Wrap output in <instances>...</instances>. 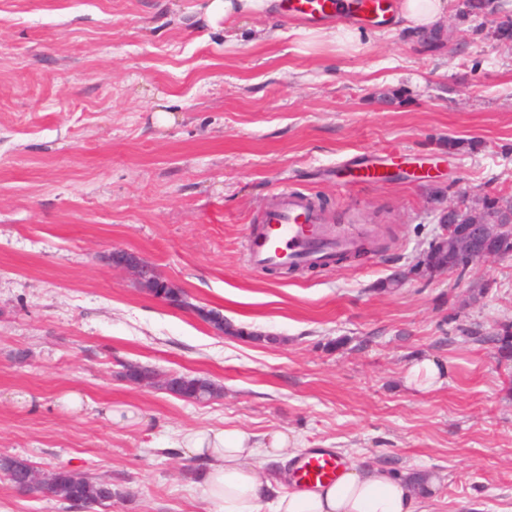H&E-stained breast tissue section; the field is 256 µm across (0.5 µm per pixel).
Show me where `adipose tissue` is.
Here are the masks:
<instances>
[{
    "instance_id": "1",
    "label": "adipose tissue",
    "mask_w": 512,
    "mask_h": 512,
    "mask_svg": "<svg viewBox=\"0 0 512 512\" xmlns=\"http://www.w3.org/2000/svg\"><path fill=\"white\" fill-rule=\"evenodd\" d=\"M446 0H398L394 21L417 34L441 33ZM277 0H208L207 22L233 24L243 17L274 14ZM203 466L202 489L210 512H426L436 485L425 476L414 485L411 473L397 474L377 465H351L336 481L316 488L283 490L266 463L298 455V442L283 432L254 440L237 428H203L180 433L174 443Z\"/></svg>"
}]
</instances>
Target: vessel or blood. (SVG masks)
Returning a JSON list of instances; mask_svg holds the SVG:
<instances>
[{
  "instance_id": "vessel-or-blood-1",
  "label": "vessel or blood",
  "mask_w": 512,
  "mask_h": 512,
  "mask_svg": "<svg viewBox=\"0 0 512 512\" xmlns=\"http://www.w3.org/2000/svg\"><path fill=\"white\" fill-rule=\"evenodd\" d=\"M286 10L301 20L335 17L353 23L375 21L386 13L383 0H286ZM359 244L356 236L336 239L309 197L284 187L277 204L265 211L261 229L249 239L247 253L250 264L262 269L318 266ZM340 466L333 453L312 452L296 463L293 476L302 486L330 484L336 481Z\"/></svg>"
}]
</instances>
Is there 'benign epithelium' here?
<instances>
[{
    "label": "benign epithelium",
    "mask_w": 512,
    "mask_h": 512,
    "mask_svg": "<svg viewBox=\"0 0 512 512\" xmlns=\"http://www.w3.org/2000/svg\"><path fill=\"white\" fill-rule=\"evenodd\" d=\"M447 214L451 219H443V232L433 247L448 252L451 261L423 266L430 274L449 270L462 272L479 261L499 258L501 254L494 249V244L512 238V207L486 216L481 208L462 199L449 205ZM105 261L126 269L140 286L155 279L152 266L134 252L115 249L105 256Z\"/></svg>",
    "instance_id": "7a95c632"
}]
</instances>
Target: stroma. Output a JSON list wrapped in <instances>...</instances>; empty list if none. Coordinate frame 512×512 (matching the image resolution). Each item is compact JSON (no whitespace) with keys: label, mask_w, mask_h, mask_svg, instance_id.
<instances>
[{"label":"stroma","mask_w":512,"mask_h":512,"mask_svg":"<svg viewBox=\"0 0 512 512\" xmlns=\"http://www.w3.org/2000/svg\"><path fill=\"white\" fill-rule=\"evenodd\" d=\"M205 3L0 0V455L111 481L95 512H206L175 432L281 431L435 474L432 512H512V358L489 340L512 324V257L418 270L449 203L512 199V43L497 36L512 0L482 21L448 0L439 50L384 21L307 47L284 14L230 39ZM360 163L400 174L359 184ZM283 186L362 234L361 256L252 267L247 236ZM115 249L190 308L138 288L104 261ZM421 356L447 383L405 386ZM131 365L158 384L128 380ZM172 375L218 394L176 396Z\"/></svg>","instance_id":"35a3bbf8"}]
</instances>
